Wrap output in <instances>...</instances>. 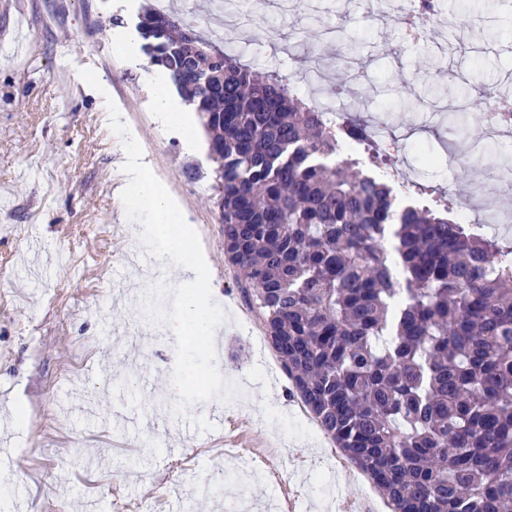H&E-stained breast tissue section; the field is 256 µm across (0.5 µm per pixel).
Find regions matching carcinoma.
<instances>
[{
	"mask_svg": "<svg viewBox=\"0 0 512 512\" xmlns=\"http://www.w3.org/2000/svg\"><path fill=\"white\" fill-rule=\"evenodd\" d=\"M198 25L152 6L137 32L207 135L224 255L296 393L392 512H512V247Z\"/></svg>",
	"mask_w": 512,
	"mask_h": 512,
	"instance_id": "carcinoma-1",
	"label": "carcinoma"
}]
</instances>
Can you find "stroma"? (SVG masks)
<instances>
[{"mask_svg":"<svg viewBox=\"0 0 512 512\" xmlns=\"http://www.w3.org/2000/svg\"><path fill=\"white\" fill-rule=\"evenodd\" d=\"M150 0H0V501L9 512H113L115 503L160 501L159 512H391L382 494L320 430L249 303V285L224 257V226L210 201L215 162L200 125L153 121L154 85L142 50L126 53L117 29L134 30ZM453 46L406 41L369 0H298L289 15L308 30L304 50L266 41L278 0H249L248 61L258 71L300 73L319 60L326 88L345 83L341 46L321 17L344 15L354 65L369 77L368 121H386L399 159L427 153L425 199L497 180L512 134L472 118L467 128L426 127L396 113L401 94L429 85L459 103L457 86L512 84V37L499 34L512 0L446 6ZM136 132L148 176L176 201L189 248L205 250L212 282L179 269L156 278L132 238V193L122 191L121 139L108 116ZM194 136L196 149L185 146ZM184 314L187 335L168 326ZM214 326L205 349L189 332ZM180 388L170 386L172 366ZM225 478L223 492L214 482Z\"/></svg>","mask_w":512,"mask_h":512,"instance_id":"obj_1","label":"stroma"}]
</instances>
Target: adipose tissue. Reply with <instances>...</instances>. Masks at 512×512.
<instances>
[{"label":"adipose tissue","instance_id":"ef3b65f1","mask_svg":"<svg viewBox=\"0 0 512 512\" xmlns=\"http://www.w3.org/2000/svg\"><path fill=\"white\" fill-rule=\"evenodd\" d=\"M122 169L127 187L140 194L136 207L137 219L139 223L152 225L150 242L155 250L167 255L169 262L177 265L182 275L192 276L198 283L206 282L210 273L206 254L200 250L190 254L173 250L169 237L159 232V225L175 219L176 208L162 193L148 189L143 164L134 152L125 151Z\"/></svg>","mask_w":512,"mask_h":512}]
</instances>
